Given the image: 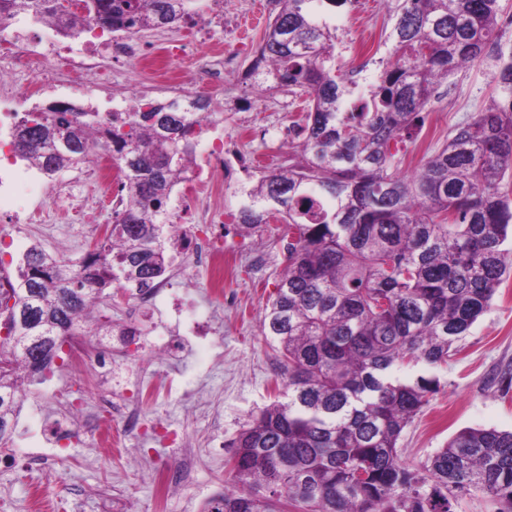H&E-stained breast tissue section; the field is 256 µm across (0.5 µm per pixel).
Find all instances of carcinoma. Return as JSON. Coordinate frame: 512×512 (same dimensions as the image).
Masks as SVG:
<instances>
[{
	"label": "carcinoma",
	"mask_w": 512,
	"mask_h": 512,
	"mask_svg": "<svg viewBox=\"0 0 512 512\" xmlns=\"http://www.w3.org/2000/svg\"><path fill=\"white\" fill-rule=\"evenodd\" d=\"M79 33L85 23L135 34L190 18L192 0H85L77 16L62 0H8L13 15L39 21L44 5ZM260 58L274 69L266 89L308 95L293 125L302 161L279 166L248 189L237 231L269 217L286 241L287 264L269 296L262 335L281 375L284 400L266 405L230 441L236 485L206 512H460L481 493L512 512V431L463 429L409 467L398 442L439 387L431 371L459 343L512 276V28L500 0H387L392 46L367 93L343 72L336 29L321 0H275ZM479 64L498 95L455 126L448 142L410 176L392 146L422 125L436 86ZM190 119L173 103L128 112L96 141L98 111L36 113L12 132L16 154L48 177L117 147L125 209L76 262L31 246L0 299V447L11 441L23 382L53 370L76 332L112 336L90 310L110 289L148 288L169 266L158 215L193 162L182 133ZM138 125L143 135L125 130ZM54 338L36 365L30 336Z\"/></svg>",
	"instance_id": "obj_1"
}]
</instances>
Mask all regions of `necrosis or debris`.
Segmentation results:
<instances>
[{"instance_id":"obj_1","label":"necrosis or debris","mask_w":512,"mask_h":512,"mask_svg":"<svg viewBox=\"0 0 512 512\" xmlns=\"http://www.w3.org/2000/svg\"><path fill=\"white\" fill-rule=\"evenodd\" d=\"M152 52L126 31L96 27L72 36L57 20L43 19L36 38L17 29L13 19L0 15V222L17 224L37 235L53 233L56 225L77 224L89 234L124 207L123 170L114 155L100 152L81 168L78 176L46 184L39 170L20 162L4 133L47 102L69 112H81L90 88L112 87L113 65L135 67ZM245 77L227 62L223 50L212 49L201 57L197 70L183 74L175 98L178 111L193 109L201 87L220 88ZM222 123L215 114L192 121L191 140L202 144L205 154L193 162L176 183L170 200L171 238L181 247V260L172 278L156 282L146 291L128 289L138 314L126 323L129 340L161 358L184 357L191 343L212 332L217 305L224 295V212L213 207L214 196L224 187L241 188L237 158L225 147ZM50 194L51 206L36 204V197ZM207 274L210 301L204 308L171 307L170 322L159 325L157 335L143 328L142 312L158 311L163 299L174 297L192 268ZM65 362L77 375L92 376L85 392L95 398L101 417H119L126 434L138 435L143 426L142 404L130 403L126 391H113L103 382L112 371L107 343L82 334L66 349Z\"/></svg>"}]
</instances>
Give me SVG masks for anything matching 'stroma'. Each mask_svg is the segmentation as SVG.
<instances>
[{
	"label": "stroma",
	"mask_w": 512,
	"mask_h": 512,
	"mask_svg": "<svg viewBox=\"0 0 512 512\" xmlns=\"http://www.w3.org/2000/svg\"><path fill=\"white\" fill-rule=\"evenodd\" d=\"M216 3L223 6L230 23L222 36L224 47L237 55L239 66H247L262 42L273 11L271 0H195V7L205 14ZM329 21L336 27L345 68L361 71L367 82H374L380 73L378 61L388 54L386 39L393 25L385 0H352ZM193 34L186 24L141 32V39L154 46V59L144 67L125 69L123 85L172 78L162 59L165 46L173 39L187 45L184 68H195L201 48L194 44ZM439 92L420 130L401 145L402 174L414 173L443 147L451 127L480 112L493 87L487 71L472 65L444 80ZM223 99L224 132L249 180L287 163L291 148L276 140H255L248 129L266 119L292 126L304 106L302 97L284 87L263 91L252 84H230L224 88ZM255 238L260 247L258 262L224 260V290L236 303L224 308L219 341H200L182 360L147 354L123 359L127 373L146 379L149 385L144 404L148 421H160L179 431L185 446L194 450L188 482L159 492L156 472L172 465L181 450L153 446L145 437L127 439L125 447L113 450L94 447L81 437L60 449L57 461H48L42 435L64 403L78 398L82 389L80 379L60 360L43 383L22 387L11 443L20 448L26 461L21 464L0 453V512H31L38 489L51 498L66 495V512H107L109 495L116 499L119 512H200L209 498L230 490L225 478L227 445L252 416L273 401L279 373L263 340L261 321L265 303L286 266V252L282 243L270 241L268 232H258ZM34 244L73 260L89 248L67 224L56 239L14 237L9 252L17 260ZM507 373H512V278L498 288L491 308L470 328L459 353L435 369L439 389L423 414L404 430L402 461L416 464L464 428L512 431V392L502 393L500 382Z\"/></svg>",
	"instance_id": "stroma-1"
}]
</instances>
